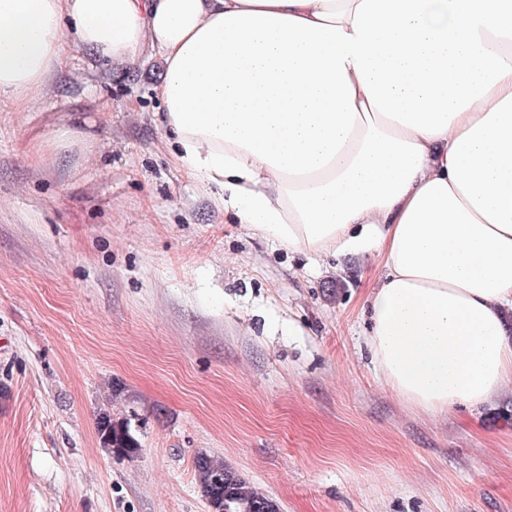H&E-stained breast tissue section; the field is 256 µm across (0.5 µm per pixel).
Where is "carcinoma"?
<instances>
[{
  "label": "carcinoma",
  "instance_id": "carcinoma-1",
  "mask_svg": "<svg viewBox=\"0 0 512 512\" xmlns=\"http://www.w3.org/2000/svg\"><path fill=\"white\" fill-rule=\"evenodd\" d=\"M99 433L106 448L117 456L133 457L138 441L127 421L114 422L105 416ZM200 489L211 512H279L278 504L259 492L224 463L201 454L194 460Z\"/></svg>",
  "mask_w": 512,
  "mask_h": 512
}]
</instances>
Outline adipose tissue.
I'll return each mask as SVG.
<instances>
[{"label": "adipose tissue", "mask_w": 512, "mask_h": 512, "mask_svg": "<svg viewBox=\"0 0 512 512\" xmlns=\"http://www.w3.org/2000/svg\"><path fill=\"white\" fill-rule=\"evenodd\" d=\"M159 57L176 165L291 250L374 249L365 343L411 408L512 385V0H0V112Z\"/></svg>", "instance_id": "1"}]
</instances>
